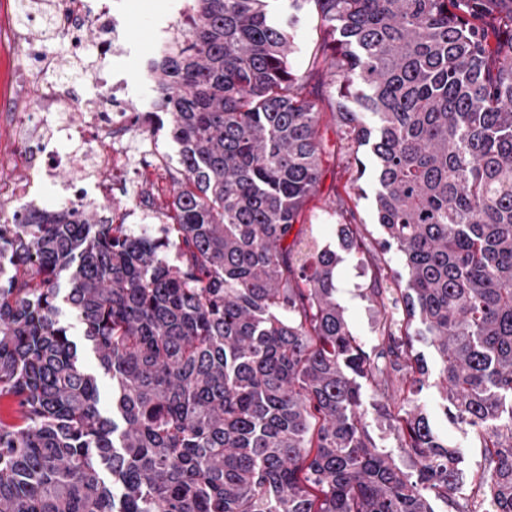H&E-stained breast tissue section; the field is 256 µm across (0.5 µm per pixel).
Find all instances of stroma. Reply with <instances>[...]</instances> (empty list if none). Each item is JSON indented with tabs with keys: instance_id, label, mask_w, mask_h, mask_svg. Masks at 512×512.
<instances>
[{
	"instance_id": "1",
	"label": "stroma",
	"mask_w": 512,
	"mask_h": 512,
	"mask_svg": "<svg viewBox=\"0 0 512 512\" xmlns=\"http://www.w3.org/2000/svg\"><path fill=\"white\" fill-rule=\"evenodd\" d=\"M129 2L130 11L126 27L138 30L137 45L141 49H149L152 26L170 12L174 0ZM290 33L299 48L293 60L294 69L302 77L307 91L316 98L323 113L321 130L335 146L334 152L324 159L320 188L304 206L299 221L312 227L319 245H327L334 249L340 246L339 226L355 225L361 245L356 250L344 253L342 262L336 268V299L346 309L354 336L368 353L374 355L378 352L375 327L379 309L368 298L371 272L377 264L399 268L400 260L397 255L380 253L377 245L381 230L376 218L373 172H365L360 178L355 175L356 161L367 163L371 157L367 150L355 152L341 145V136L336 133L329 115V94L311 67L310 56L315 45L327 41L328 36L320 29L317 15L313 12L300 15L294 21ZM417 350L427 362L429 376L414 400L426 411L435 433L459 453L466 478L454 490V497L460 500H475L479 496V491L473 476L485 466L478 437L469 428L446 416L445 403L435 385L440 362L433 348L421 344ZM368 430L380 450L391 454L402 470L412 471V461L399 446L394 420L379 412H370Z\"/></svg>"
}]
</instances>
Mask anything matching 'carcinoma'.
Instances as JSON below:
<instances>
[{
	"label": "carcinoma",
	"instance_id": "carcinoma-1",
	"mask_svg": "<svg viewBox=\"0 0 512 512\" xmlns=\"http://www.w3.org/2000/svg\"><path fill=\"white\" fill-rule=\"evenodd\" d=\"M147 62L178 145L169 223L95 210L0 224V512H435L458 458L411 399L441 362L446 410L484 448L481 500L512 512V0H280L330 36L332 115L370 146L381 367L336 302V251L295 228L319 188L321 112L273 0H188ZM67 278L69 288L58 287ZM112 378V417L58 318ZM408 392L403 471L372 442L362 384Z\"/></svg>",
	"mask_w": 512,
	"mask_h": 512
}]
</instances>
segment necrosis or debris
I'll list each match as a JSON object with an SVG mask.
<instances>
[{
  "label": "necrosis or debris",
  "instance_id": "4bbe7bcc",
  "mask_svg": "<svg viewBox=\"0 0 512 512\" xmlns=\"http://www.w3.org/2000/svg\"><path fill=\"white\" fill-rule=\"evenodd\" d=\"M7 2L11 22L8 30L0 29V41H28L33 66L23 78V93L8 106L16 118L9 141L0 142V161L24 162L43 182L55 181L59 170L69 171L62 197L70 209L96 207L119 190L134 204L113 214L114 223L136 224L145 231L162 223L160 191L171 178L173 166L160 149L152 112L135 115L126 109L133 80L119 61L134 50L125 34L126 0H108L96 8L85 0H52L48 6L41 0ZM91 28L98 34L100 59H113L114 65L86 70V78L101 92L77 104L72 99L74 81L69 72L58 71L53 82L44 81L43 75L52 65L41 42L61 38L77 53L84 49L85 33ZM44 104L62 112L80 111L82 121L57 126L29 120V111ZM61 133L76 139V153L62 156L56 152L54 142ZM101 140L108 142V151L98 150Z\"/></svg>",
  "mask_w": 512,
  "mask_h": 512
}]
</instances>
